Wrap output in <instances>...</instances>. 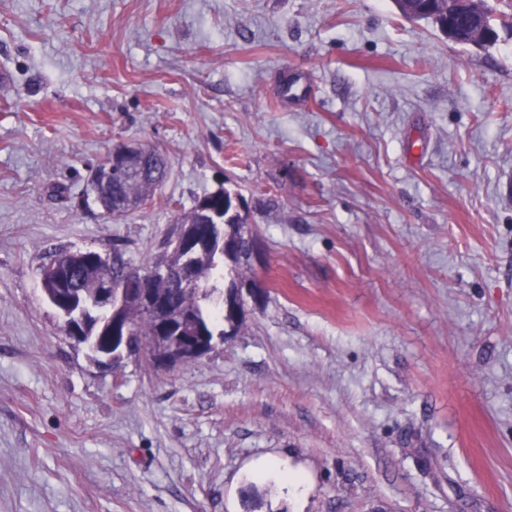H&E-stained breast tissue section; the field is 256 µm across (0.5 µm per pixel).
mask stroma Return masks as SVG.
<instances>
[{"instance_id": "obj_1", "label": "stroma", "mask_w": 512, "mask_h": 512, "mask_svg": "<svg viewBox=\"0 0 512 512\" xmlns=\"http://www.w3.org/2000/svg\"><path fill=\"white\" fill-rule=\"evenodd\" d=\"M498 34L461 46L395 0H0V512H244L248 483L260 512H512ZM122 142L169 175L115 221L79 199ZM224 187L262 290L242 328L169 371L98 366L42 265L145 266ZM56 267L54 260L42 267L40 273L42 295L63 318L67 335L77 343L88 344L90 347V340L85 338V328L83 326L87 317V310L82 305L76 307L77 298L75 296L65 298L62 295V290L65 288H53ZM77 324L81 326L82 331H79Z\"/></svg>"}]
</instances>
